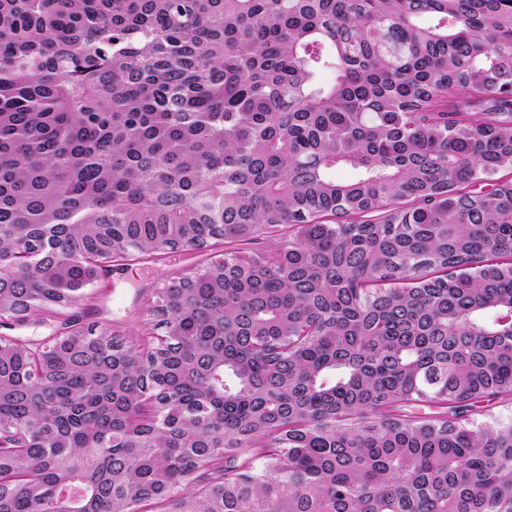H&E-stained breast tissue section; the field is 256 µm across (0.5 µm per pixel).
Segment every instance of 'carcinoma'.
Returning a JSON list of instances; mask_svg holds the SVG:
<instances>
[{"label": "carcinoma", "instance_id": "1", "mask_svg": "<svg viewBox=\"0 0 512 512\" xmlns=\"http://www.w3.org/2000/svg\"><path fill=\"white\" fill-rule=\"evenodd\" d=\"M509 169L512 0H0V317L278 234L0 354V512H512ZM227 251H231L227 244L215 243L205 250L148 251L115 258L80 304L13 318L6 328L0 327V336L9 338L0 337V352L6 341L16 343L12 341L16 340L36 350L51 342L54 336L52 344L66 347L70 338L65 324L73 318L85 325H107L112 327V332L128 338L139 336L144 330L153 332L154 318L148 312V303L157 289L164 283L193 274L207 265L211 257Z\"/></svg>", "mask_w": 512, "mask_h": 512}]
</instances>
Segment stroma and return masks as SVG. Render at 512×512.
<instances>
[{"instance_id":"stroma-1","label":"stroma","mask_w":512,"mask_h":512,"mask_svg":"<svg viewBox=\"0 0 512 512\" xmlns=\"http://www.w3.org/2000/svg\"><path fill=\"white\" fill-rule=\"evenodd\" d=\"M227 250V244L217 243L204 250L148 251L114 259L80 304L12 319L8 326L0 327V336L36 350L64 332L67 321L74 318L85 325L109 326L128 338L139 336L153 328L148 303L158 288L193 274L207 265L211 257Z\"/></svg>"}]
</instances>
